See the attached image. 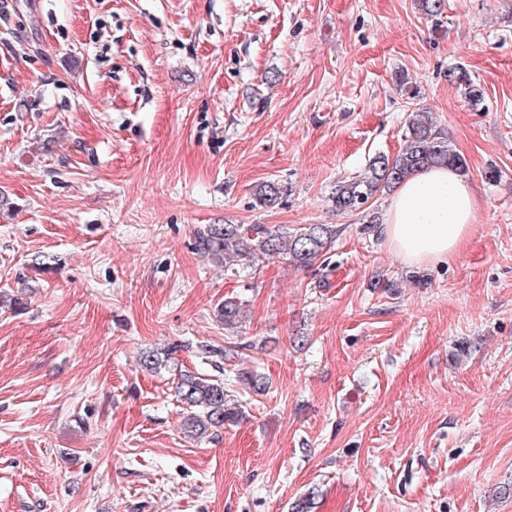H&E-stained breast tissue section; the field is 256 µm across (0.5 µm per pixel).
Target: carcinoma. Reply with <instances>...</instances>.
<instances>
[{
    "mask_svg": "<svg viewBox=\"0 0 512 512\" xmlns=\"http://www.w3.org/2000/svg\"><path fill=\"white\" fill-rule=\"evenodd\" d=\"M454 166L466 172V163L454 151L448 134L433 119H411L403 148L394 156L377 154L365 172L336 185L332 196L336 212L349 214L364 207L370 200L390 192L414 172L436 166ZM283 191L267 182L255 193V205L272 208L278 205ZM339 229L334 224H303L295 228L272 227L264 224H209L198 230L196 250L217 264L232 257L261 255L291 261L308 268L318 262L336 241ZM242 302L226 297L216 312L224 328L236 326L242 316ZM235 380L256 394L269 388L267 378L252 371L239 372ZM175 393L189 414L183 421L186 436L205 439L239 422L243 413L231 402L224 379L204 376L188 370L178 373Z\"/></svg>",
    "mask_w": 512,
    "mask_h": 512,
    "instance_id": "1",
    "label": "carcinoma"
}]
</instances>
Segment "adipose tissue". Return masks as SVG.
<instances>
[{
    "mask_svg": "<svg viewBox=\"0 0 512 512\" xmlns=\"http://www.w3.org/2000/svg\"><path fill=\"white\" fill-rule=\"evenodd\" d=\"M478 220V196L451 166L421 170L399 184L381 221L383 239L404 263L455 257Z\"/></svg>",
    "mask_w": 512,
    "mask_h": 512,
    "instance_id": "adipose-tissue-1",
    "label": "adipose tissue"
}]
</instances>
